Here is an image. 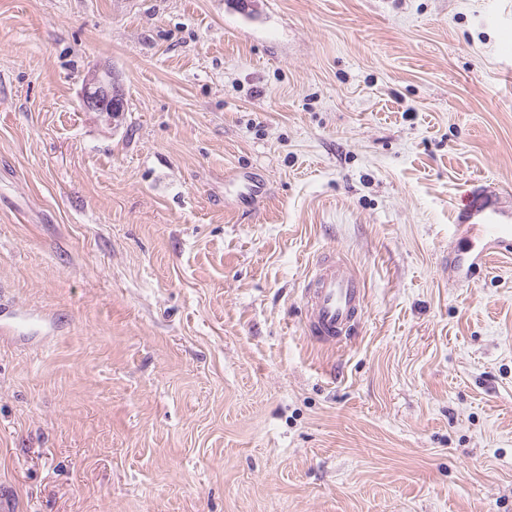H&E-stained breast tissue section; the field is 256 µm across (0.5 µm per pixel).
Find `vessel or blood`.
<instances>
[{"mask_svg":"<svg viewBox=\"0 0 512 512\" xmlns=\"http://www.w3.org/2000/svg\"><path fill=\"white\" fill-rule=\"evenodd\" d=\"M471 242L480 244L479 260L491 255L512 260V224L488 213L468 225ZM301 298L306 308V330L316 342L336 345L353 335L361 324L366 307L362 280L334 257L316 262Z\"/></svg>","mask_w":512,"mask_h":512,"instance_id":"1","label":"vessel or blood"}]
</instances>
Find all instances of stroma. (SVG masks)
Here are the masks:
<instances>
[{
  "mask_svg": "<svg viewBox=\"0 0 512 512\" xmlns=\"http://www.w3.org/2000/svg\"><path fill=\"white\" fill-rule=\"evenodd\" d=\"M0 0L16 512H512V0ZM111 70L126 110L82 107ZM254 183L260 195L244 194ZM366 289L305 333L316 261ZM482 213V212H481ZM477 214V220L473 224H462L466 226L472 243L482 244L478 254L481 264H485L491 256L499 257L511 262L512 260V224L502 222L498 212L481 215ZM498 251H490L496 248ZM301 298L306 308L308 335L331 346L355 334L366 307L362 280L331 256L316 262Z\"/></svg>",
  "mask_w": 512,
  "mask_h": 512,
  "instance_id": "35a3bbf8",
  "label": "stroma"
}]
</instances>
